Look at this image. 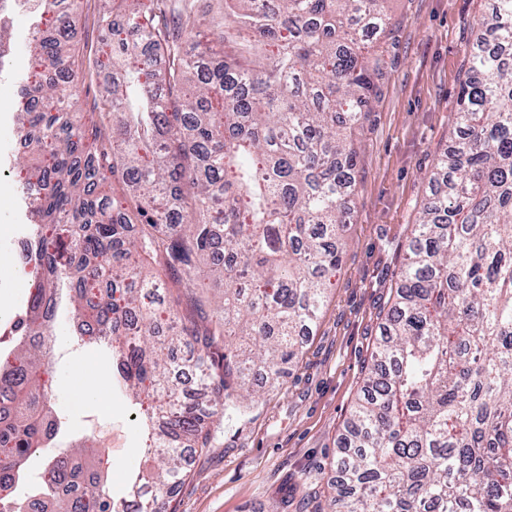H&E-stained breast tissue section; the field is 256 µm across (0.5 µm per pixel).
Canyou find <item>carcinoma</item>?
Listing matches in <instances>:
<instances>
[{
  "mask_svg": "<svg viewBox=\"0 0 512 512\" xmlns=\"http://www.w3.org/2000/svg\"><path fill=\"white\" fill-rule=\"evenodd\" d=\"M107 2L110 137L73 112L63 0H37L56 23L39 31L47 73L25 87L17 135L35 146L23 194L38 281L0 349V512H165L186 451L259 402L246 373L278 378L317 323L355 194V133L387 75L384 51L364 52L367 34L390 32L387 0H224L206 41L189 0ZM468 64L460 136L432 173L342 437L335 512H512V0H491ZM208 275L224 280L212 316L195 295L183 319L153 297ZM65 294L151 434L127 499L109 491L108 449L57 447L45 375ZM190 368L203 398L184 402Z\"/></svg>",
  "mask_w": 512,
  "mask_h": 512,
  "instance_id": "obj_1",
  "label": "carcinoma"
}]
</instances>
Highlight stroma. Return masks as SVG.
<instances>
[{
    "label": "stroma",
    "mask_w": 512,
    "mask_h": 512,
    "mask_svg": "<svg viewBox=\"0 0 512 512\" xmlns=\"http://www.w3.org/2000/svg\"><path fill=\"white\" fill-rule=\"evenodd\" d=\"M72 45L83 63L76 89L82 113H97L110 73L93 62L103 32L100 0H77ZM392 33L384 42L387 77L359 134L356 194L340 231L342 258L316 325L276 383L252 382L262 399L215 431L212 448L192 455L184 482L165 497L168 512H332L328 482L339 441L363 385L398 281L404 249L429 195L438 154L456 135L454 112L468 75L467 52L487 0H390ZM33 6L14 0L13 54L0 65V327L25 303L35 275L8 263L15 236L32 234L19 175L32 162L15 152L17 110L36 58ZM58 358L52 362V404L63 417L62 444L92 434L112 437L109 486L122 497L138 470L142 435L135 407L112 383L109 351L78 342L59 315ZM99 381L98 397L77 398L84 373Z\"/></svg>",
    "instance_id": "1"
}]
</instances>
